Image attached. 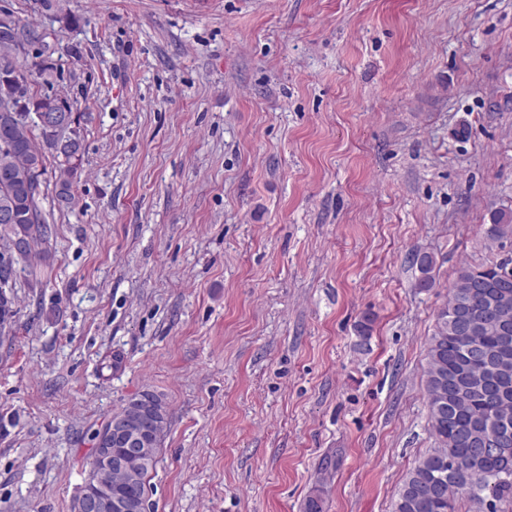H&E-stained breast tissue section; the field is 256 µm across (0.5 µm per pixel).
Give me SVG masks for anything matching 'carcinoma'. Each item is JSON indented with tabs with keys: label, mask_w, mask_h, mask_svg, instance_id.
<instances>
[{
	"label": "carcinoma",
	"mask_w": 512,
	"mask_h": 512,
	"mask_svg": "<svg viewBox=\"0 0 512 512\" xmlns=\"http://www.w3.org/2000/svg\"><path fill=\"white\" fill-rule=\"evenodd\" d=\"M17 47L0 42V212L13 216L0 223L4 245L18 248V258L4 262L0 251V289L15 287L18 276L37 278L34 266L17 268L36 247L48 243L52 229L42 211L45 150L61 157L58 199L69 202L72 180L78 173L84 149L73 130L72 115L63 112L66 101L34 91L32 71L16 57ZM51 115L66 123L50 140L40 131L39 120ZM512 234V214L498 211L486 231L497 240ZM420 277L418 286H434V258L414 255ZM503 262L464 266L449 289L448 301L439 311L423 369L428 400L429 428L435 447L409 472L399 489L394 512H456L462 486L472 483L468 494L473 512H498L497 505L512 502V279L501 273ZM144 404L156 416L148 424L152 452L138 477L124 472L109 476L112 493L146 501L147 481L158 463L167 429V411L161 398L143 391ZM474 440L507 438L499 454L483 458L472 453L461 435Z\"/></svg>",
	"instance_id": "obj_1"
}]
</instances>
